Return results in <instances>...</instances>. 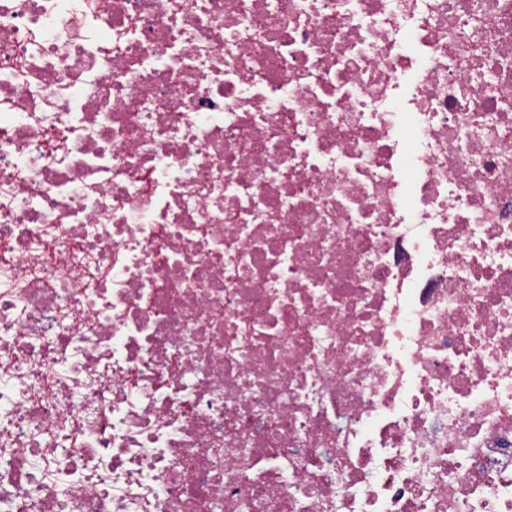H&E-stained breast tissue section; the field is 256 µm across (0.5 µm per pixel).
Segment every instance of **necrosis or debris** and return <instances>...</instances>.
Listing matches in <instances>:
<instances>
[{
	"instance_id": "obj_1",
	"label": "necrosis or debris",
	"mask_w": 512,
	"mask_h": 512,
	"mask_svg": "<svg viewBox=\"0 0 512 512\" xmlns=\"http://www.w3.org/2000/svg\"><path fill=\"white\" fill-rule=\"evenodd\" d=\"M0 512H512V0H0Z\"/></svg>"
}]
</instances>
